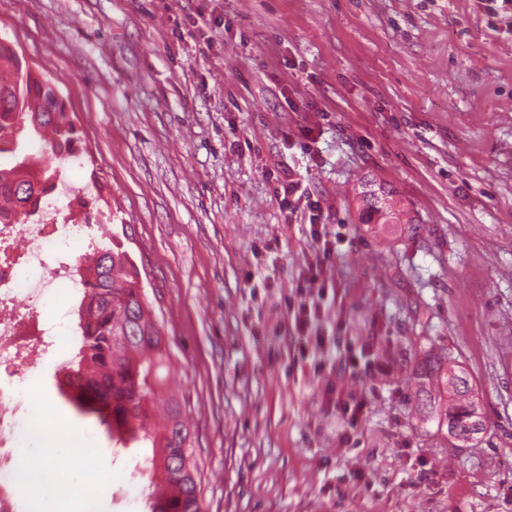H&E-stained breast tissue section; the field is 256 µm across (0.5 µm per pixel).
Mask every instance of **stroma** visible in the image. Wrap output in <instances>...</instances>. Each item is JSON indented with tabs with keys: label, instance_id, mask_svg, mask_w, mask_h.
<instances>
[{
	"label": "stroma",
	"instance_id": "1",
	"mask_svg": "<svg viewBox=\"0 0 512 512\" xmlns=\"http://www.w3.org/2000/svg\"><path fill=\"white\" fill-rule=\"evenodd\" d=\"M0 38L64 97L58 179L164 326L202 512H512V26L489 0H0ZM290 174L318 223L281 206ZM367 180L408 231L360 223ZM315 265L358 376L314 373L284 332ZM431 351L480 398L461 448L418 399ZM75 353L32 384L109 449L60 393ZM332 384L368 398L353 440ZM150 455H106L99 512H148Z\"/></svg>",
	"mask_w": 512,
	"mask_h": 512
}]
</instances>
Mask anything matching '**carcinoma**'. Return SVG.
<instances>
[{
    "label": "carcinoma",
    "instance_id": "1",
    "mask_svg": "<svg viewBox=\"0 0 512 512\" xmlns=\"http://www.w3.org/2000/svg\"><path fill=\"white\" fill-rule=\"evenodd\" d=\"M2 73L8 80L0 81V158L6 159L0 163V199L7 206H0V224H8L37 215L41 196L54 187L55 169L35 167L22 154L25 139L50 132L55 160L73 152L77 132L50 82L0 40ZM360 196L363 223L377 224L390 215V192L368 181ZM76 272L85 278V295L78 307L80 347L64 373L66 392L80 409L99 413L112 438L150 445L147 462L156 478L150 512H201L187 403L171 395L161 421L152 419L151 410L164 395L160 371L170 368L171 355L135 264L119 247L104 246L93 250L89 261H78ZM418 376L426 396L435 400L437 430L463 442L483 433L481 407L477 398L467 397L473 386L464 370H458L451 389L445 362L438 358L424 360Z\"/></svg>",
    "mask_w": 512,
    "mask_h": 512
}]
</instances>
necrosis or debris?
I'll list each match as a JSON object with an SVG mask.
<instances>
[{"label": "necrosis or debris", "mask_w": 512, "mask_h": 512, "mask_svg": "<svg viewBox=\"0 0 512 512\" xmlns=\"http://www.w3.org/2000/svg\"><path fill=\"white\" fill-rule=\"evenodd\" d=\"M81 196L70 187L46 196L45 217L38 224H0V488L19 489L30 478L23 435L30 419L19 384L39 371L68 335L65 321L39 316L50 289L69 295L85 290L73 273L66 241L74 229L67 213Z\"/></svg>", "instance_id": "1"}]
</instances>
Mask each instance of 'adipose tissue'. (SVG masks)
<instances>
[{
	"instance_id": "1",
	"label": "adipose tissue",
	"mask_w": 512,
	"mask_h": 512,
	"mask_svg": "<svg viewBox=\"0 0 512 512\" xmlns=\"http://www.w3.org/2000/svg\"><path fill=\"white\" fill-rule=\"evenodd\" d=\"M34 408L33 437L39 438L38 447L28 449L31 478L22 487L23 496L34 498L39 512H85L86 497L102 494L103 481L99 474L86 468L85 461L93 449L84 433L53 410L37 388H29ZM56 424L58 431L50 439H42L45 424ZM67 455L74 461L68 477H61L54 465L57 457ZM70 481L72 493L60 500L57 489L62 481Z\"/></svg>"
}]
</instances>
